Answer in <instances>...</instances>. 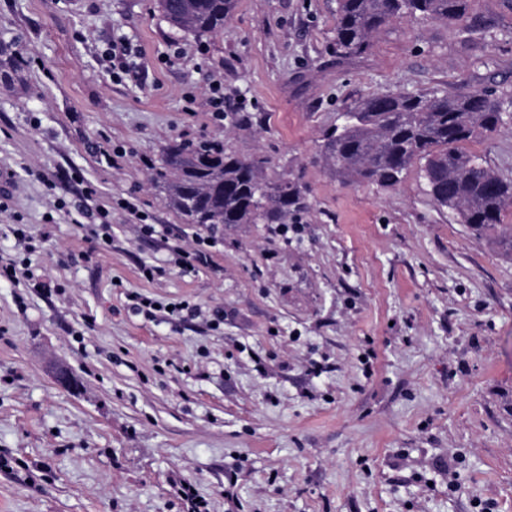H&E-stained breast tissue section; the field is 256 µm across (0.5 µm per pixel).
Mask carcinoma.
Wrapping results in <instances>:
<instances>
[{"mask_svg": "<svg viewBox=\"0 0 512 512\" xmlns=\"http://www.w3.org/2000/svg\"><path fill=\"white\" fill-rule=\"evenodd\" d=\"M236 0H159L163 17L179 31L201 37L224 30ZM469 0H337L334 48L340 55L366 52L373 38L404 17L443 23L469 18ZM350 120L329 133L326 163L350 182L395 186L415 163L433 201L454 210L478 232L501 230L512 254V179L503 178L465 145L498 131L512 111L488 91L428 94L374 93L349 111ZM156 182L166 204L187 224H286L307 207L297 183L269 180L263 161L240 157L212 140L172 147Z\"/></svg>", "mask_w": 512, "mask_h": 512, "instance_id": "obj_1", "label": "carcinoma"}]
</instances>
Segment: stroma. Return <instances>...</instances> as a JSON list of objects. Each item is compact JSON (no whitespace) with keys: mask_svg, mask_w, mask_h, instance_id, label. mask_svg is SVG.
Here are the masks:
<instances>
[{"mask_svg":"<svg viewBox=\"0 0 512 512\" xmlns=\"http://www.w3.org/2000/svg\"><path fill=\"white\" fill-rule=\"evenodd\" d=\"M469 11L344 56L336 0H237L202 37L158 0H0V169L41 276L0 279V512H186L185 481L208 512H512V256L435 204L419 165L383 189L320 153L374 93L511 102L512 0ZM118 39L134 53L116 79ZM206 139L298 182L300 233L183 223L153 174L166 145ZM467 148L512 178V126ZM89 183L106 252L53 208ZM130 197L163 236L143 237ZM208 237L182 272L174 247ZM133 291L201 314L144 319Z\"/></svg>","mask_w":512,"mask_h":512,"instance_id":"obj_1","label":"stroma"}]
</instances>
